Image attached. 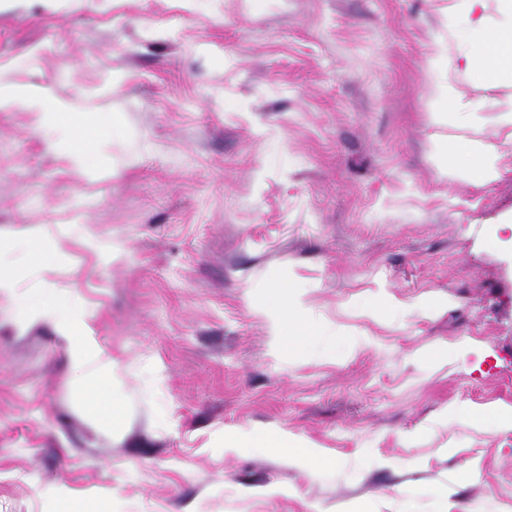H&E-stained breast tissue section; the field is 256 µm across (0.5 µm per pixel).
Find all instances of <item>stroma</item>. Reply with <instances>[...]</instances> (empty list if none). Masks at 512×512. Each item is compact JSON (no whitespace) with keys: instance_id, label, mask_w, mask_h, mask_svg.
Returning <instances> with one entry per match:
<instances>
[{"instance_id":"1","label":"stroma","mask_w":512,"mask_h":512,"mask_svg":"<svg viewBox=\"0 0 512 512\" xmlns=\"http://www.w3.org/2000/svg\"><path fill=\"white\" fill-rule=\"evenodd\" d=\"M466 52L463 0H0V86L101 145L80 174L0 110V271L81 301L120 402L0 297V512H512V88ZM467 140L496 181L439 172ZM281 283L315 330L284 354L252 309ZM257 429L330 461L225 448ZM465 110L466 104L458 98L455 87L448 82V85L440 89L436 114L441 119H444L448 115H453L458 121L463 122L470 113L465 112ZM17 103L26 104L37 110L44 109L46 106L42 97L27 88H0V109H6Z\"/></svg>"}]
</instances>
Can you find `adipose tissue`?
Here are the masks:
<instances>
[{"label": "adipose tissue", "mask_w": 512, "mask_h": 512, "mask_svg": "<svg viewBox=\"0 0 512 512\" xmlns=\"http://www.w3.org/2000/svg\"><path fill=\"white\" fill-rule=\"evenodd\" d=\"M470 28L481 37L480 58L466 57L467 70L477 80H491L512 87V0H495L501 21L494 29H487L485 11L488 0H465ZM438 158L445 173L465 177L477 183L490 182L498 175V157L490 146L468 141L454 147H439ZM0 296L11 297L19 316L34 318L51 313L59 328L69 340V357L73 370L81 377L105 382L106 387L95 393L96 404L116 401L118 393L109 386L115 364L111 357L96 348L86 333L84 310L77 300L50 288H34L17 294L13 278L0 275ZM257 314L270 324L271 333L279 343H287L295 334L299 318L296 304L287 290H280L264 303L257 305Z\"/></svg>", "instance_id": "adipose-tissue-1"}]
</instances>
